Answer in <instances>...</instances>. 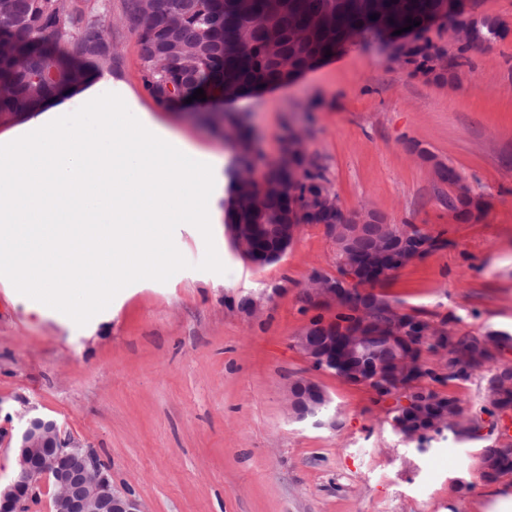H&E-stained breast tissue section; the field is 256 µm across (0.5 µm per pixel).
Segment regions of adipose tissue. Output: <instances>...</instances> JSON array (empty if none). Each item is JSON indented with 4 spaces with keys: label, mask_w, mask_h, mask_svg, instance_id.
<instances>
[{
    "label": "adipose tissue",
    "mask_w": 512,
    "mask_h": 512,
    "mask_svg": "<svg viewBox=\"0 0 512 512\" xmlns=\"http://www.w3.org/2000/svg\"><path fill=\"white\" fill-rule=\"evenodd\" d=\"M222 161L156 113L116 109L93 74L0 124V283L35 317L107 309L116 284L168 267L181 224L220 215Z\"/></svg>",
    "instance_id": "ef3b65f1"
}]
</instances>
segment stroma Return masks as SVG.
I'll use <instances>...</instances> for the list:
<instances>
[{"label":"stroma","mask_w":512,"mask_h":512,"mask_svg":"<svg viewBox=\"0 0 512 512\" xmlns=\"http://www.w3.org/2000/svg\"><path fill=\"white\" fill-rule=\"evenodd\" d=\"M104 2L96 15L120 61L113 87L129 106L158 111L122 0ZM473 9L499 18L507 34L470 52L454 87L354 45L258 95L209 103L241 113L259 170L298 130L344 211L369 205L443 239L376 290L398 312L456 336L512 334V0H473ZM200 115L189 106L165 120L231 161L230 144ZM412 140L483 195L479 220L449 222L455 188L417 160ZM216 233L219 251L196 225L179 227L165 274L115 289L111 307L80 329L26 315L0 286V484L18 468L14 437L32 409L93 448L147 512H477L483 448L512 443V410L491 429L486 391L497 364H512V347L468 379H425L458 397L482 429L445 431L418 450L395 430L392 400L313 370L293 345L312 316L301 301L311 273L336 272L322 226L303 225L288 252L264 265L243 257L224 225ZM247 296L268 299L262 316L238 313ZM297 376L324 388L335 427L289 416L284 389Z\"/></svg>","instance_id":"stroma-1"}]
</instances>
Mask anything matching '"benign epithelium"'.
Instances as JSON below:
<instances>
[{
	"label": "benign epithelium",
	"mask_w": 512,
	"mask_h": 512,
	"mask_svg": "<svg viewBox=\"0 0 512 512\" xmlns=\"http://www.w3.org/2000/svg\"><path fill=\"white\" fill-rule=\"evenodd\" d=\"M480 19L465 11L455 17L454 27L449 29L452 43L472 40ZM416 38L411 30L401 37L387 36L380 43L389 61L399 64L401 47ZM244 157L243 166L248 178L255 177L256 155L253 144L234 142ZM303 151L301 139L293 134L288 147L280 157V166L288 172V182L282 188L288 190V223L286 224H228L226 228L238 251L257 258L259 263L279 260L297 239L306 216L328 207L336 212V222L323 225L326 236L336 250L350 249L354 239L368 224L396 228L374 209H361L346 214L323 192L314 196L300 193L301 172L292 160ZM420 258L418 253L397 254L381 249L372 257L373 264L382 273L390 272L394 265H407ZM336 283L322 276H315L311 287L302 290L306 305L313 309L334 308L341 297ZM265 304L260 299L248 298L237 311L244 317L263 315ZM354 336L357 340H379L391 349L394 337L383 330H368L366 325L357 328L333 319H310L294 336V345L316 371H330L336 366V337ZM286 408L292 418L304 420L318 417L321 426H336L328 415L330 399L323 387L310 378L302 382L291 380L285 386ZM19 469L11 483L0 491V512H18L21 503L32 489L48 481L53 486L54 512H146L142 502L131 492L112 482L108 470L102 465L95 451L65 437L58 423L50 418H27L17 436Z\"/></svg>",
	"instance_id": "1"
}]
</instances>
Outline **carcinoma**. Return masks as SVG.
I'll use <instances>...</instances> for the list:
<instances>
[{
	"mask_svg": "<svg viewBox=\"0 0 512 512\" xmlns=\"http://www.w3.org/2000/svg\"><path fill=\"white\" fill-rule=\"evenodd\" d=\"M457 0H279L271 8L267 0H123L122 13L138 35L145 68L144 87L160 106L184 102L201 88L207 96L250 97L260 89L286 82L325 59L326 50L341 51L346 36L356 31L359 44L380 42L382 31L420 22L419 40L401 48V66L411 68L437 86L455 85L458 69L468 63L467 44L451 52L427 36L429 20L451 14ZM100 38V31L77 0H0V42L12 52L0 56V117L26 112L50 99L58 90L72 87L74 74L86 79L94 71L118 69L117 56H102L85 48L86 40ZM242 157L234 155L226 171L224 202L226 224L288 223V192L273 188L283 178L274 162L260 182L239 178ZM302 187L330 192L322 166L313 161L303 171ZM471 200L448 196L446 207L460 223L472 221ZM368 316L377 324L392 325L390 305L373 296ZM402 363L377 346L363 357H380L384 375L369 386L381 397L402 396L396 382L410 391L413 404L399 406L393 421L422 442L429 432L443 429L464 437L479 429L462 414L455 396L414 389L412 382L427 376L438 378L420 364L422 346L445 350L441 366L448 379H466L493 359L494 352L512 344V336L490 332L484 336H452L433 327L417 314L400 316ZM494 408H512V374L502 375L488 388ZM512 474V455L486 451L480 478L485 483Z\"/></svg>",
	"mask_w": 512,
	"mask_h": 512,
	"instance_id": "1",
	"label": "carcinoma"
}]
</instances>
